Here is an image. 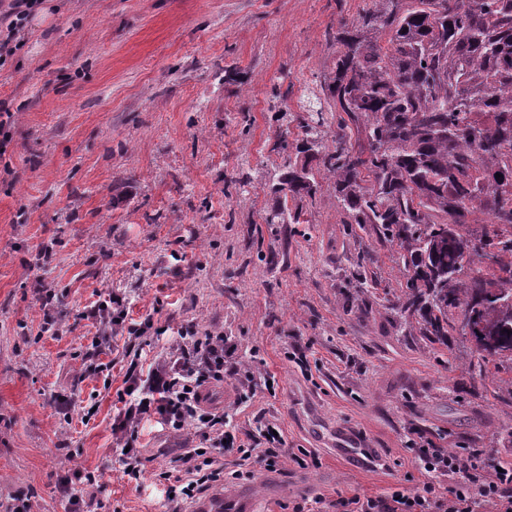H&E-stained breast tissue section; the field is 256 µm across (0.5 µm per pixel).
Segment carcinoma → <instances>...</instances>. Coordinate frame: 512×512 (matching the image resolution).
Wrapping results in <instances>:
<instances>
[{
	"instance_id": "obj_1",
	"label": "carcinoma",
	"mask_w": 512,
	"mask_h": 512,
	"mask_svg": "<svg viewBox=\"0 0 512 512\" xmlns=\"http://www.w3.org/2000/svg\"><path fill=\"white\" fill-rule=\"evenodd\" d=\"M335 40L272 190L313 197L329 181L348 223L399 246L406 335L446 345L473 314L498 350L465 370L498 378L512 361V0H371ZM470 216L479 237L462 229ZM276 222L303 220L280 205ZM476 261L492 277L464 279Z\"/></svg>"
}]
</instances>
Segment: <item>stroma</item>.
Wrapping results in <instances>:
<instances>
[{"label":"stroma","instance_id":"stroma-1","mask_svg":"<svg viewBox=\"0 0 512 512\" xmlns=\"http://www.w3.org/2000/svg\"><path fill=\"white\" fill-rule=\"evenodd\" d=\"M363 5L42 0L27 19L0 66V109L13 114L0 156V499L65 512L68 478L95 512H169L162 474L186 437L140 425L135 485L112 424L131 349L150 358L185 331L224 332L276 376L273 397L242 398L230 378L213 388L234 424L277 421L289 448L318 458L274 472L251 460L211 493L265 485L263 512H289L417 487L414 450L429 441L512 458V392L473 383L470 340L404 335L388 303L404 281L397 247L346 223L327 185L287 198L304 224L265 221L300 101L330 77L336 28ZM39 283L57 303L41 308ZM108 290L154 327L95 358L81 313ZM48 314L58 334L43 331Z\"/></svg>","mask_w":512,"mask_h":512}]
</instances>
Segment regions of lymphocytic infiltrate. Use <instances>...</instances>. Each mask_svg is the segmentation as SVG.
I'll return each mask as SVG.
<instances>
[{"mask_svg":"<svg viewBox=\"0 0 512 512\" xmlns=\"http://www.w3.org/2000/svg\"><path fill=\"white\" fill-rule=\"evenodd\" d=\"M40 3L0 0V62L18 50L24 22ZM83 315L96 328L92 341L96 356L108 349L128 321L122 298L112 294L87 306ZM228 375L250 390L275 391L268 375L242 363L235 346L220 333L173 342L164 355L146 365L131 360L125 373L124 406L112 430L123 449L128 481L139 482L142 473L135 428L151 417L172 436L190 432L201 443L200 448L184 449L172 471L163 474L175 505L193 502L207 486L223 480L228 457L254 458L270 471L292 459L284 436L275 434L273 425H265L255 435L228 427L226 411L205 406L203 383L220 382ZM261 439L266 442L262 448L257 445ZM415 463L426 475L416 490L395 486L374 497H320L311 506L295 503L291 512H512V462L501 465L481 454L464 469L458 459L429 442L417 448Z\"/></svg>","mask_w":512,"mask_h":512,"instance_id":"obj_1","label":"lymphocytic infiltrate"}]
</instances>
